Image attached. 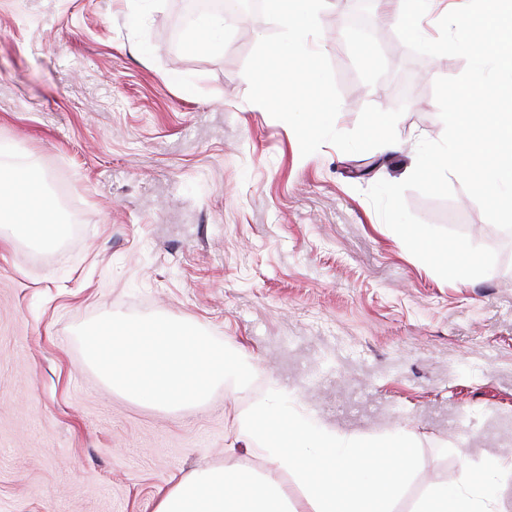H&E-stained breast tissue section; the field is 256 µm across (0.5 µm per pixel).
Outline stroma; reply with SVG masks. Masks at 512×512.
<instances>
[{"label":"stroma","mask_w":512,"mask_h":512,"mask_svg":"<svg viewBox=\"0 0 512 512\" xmlns=\"http://www.w3.org/2000/svg\"><path fill=\"white\" fill-rule=\"evenodd\" d=\"M183 0H0V161L37 168L65 204L55 247L0 222V512H154L173 479L227 464L240 414L272 391L346 437L415 439L393 502L473 487L488 464L493 512H512V240L459 180L407 192L420 219L497 253L446 281L368 201L404 180L444 126L434 82L457 56L412 54L384 0H327L316 48L341 95L336 127L369 104L404 107L397 143L302 156L292 128L248 101L245 62L275 27L224 22V51L172 47ZM108 313L161 314L247 356L255 380L165 408L110 388L74 334Z\"/></svg>","instance_id":"1"}]
</instances>
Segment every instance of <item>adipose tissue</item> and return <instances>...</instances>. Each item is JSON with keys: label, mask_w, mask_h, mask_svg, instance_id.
Masks as SVG:
<instances>
[{"label": "adipose tissue", "mask_w": 512, "mask_h": 512, "mask_svg": "<svg viewBox=\"0 0 512 512\" xmlns=\"http://www.w3.org/2000/svg\"><path fill=\"white\" fill-rule=\"evenodd\" d=\"M43 180L28 169L0 171V213L18 234L49 246L62 227ZM238 427L264 468L195 471L170 487L155 512H392L416 465L412 435L399 432L377 443L340 436L289 413L276 392L241 415ZM288 474L301 487V500L289 499ZM491 500L465 478L452 488H429L415 512H490Z\"/></svg>", "instance_id": "adipose-tissue-1"}]
</instances>
